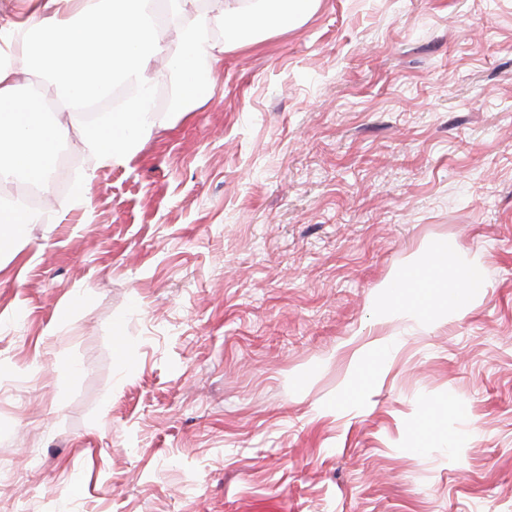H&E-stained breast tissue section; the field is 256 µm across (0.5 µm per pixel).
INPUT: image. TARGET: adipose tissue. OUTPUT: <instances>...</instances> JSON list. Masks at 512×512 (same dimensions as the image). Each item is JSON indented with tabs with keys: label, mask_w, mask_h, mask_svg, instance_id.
<instances>
[{
	"label": "adipose tissue",
	"mask_w": 512,
	"mask_h": 512,
	"mask_svg": "<svg viewBox=\"0 0 512 512\" xmlns=\"http://www.w3.org/2000/svg\"><path fill=\"white\" fill-rule=\"evenodd\" d=\"M311 0H22L13 18L0 19V186L47 189L59 151L77 133L99 166L126 164L159 124L154 63L172 59L176 105L190 111L206 94L227 43H245L270 27L284 28ZM181 28V51L170 56L162 22ZM223 28V42L211 33ZM57 89L56 111H46L36 88ZM34 216L24 198L0 204V251L23 239ZM455 251L435 243L430 258L409 265L416 301H432L431 286L447 275Z\"/></svg>",
	"instance_id": "adipose-tissue-1"
}]
</instances>
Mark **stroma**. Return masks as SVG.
Listing matches in <instances>:
<instances>
[{"mask_svg":"<svg viewBox=\"0 0 512 512\" xmlns=\"http://www.w3.org/2000/svg\"><path fill=\"white\" fill-rule=\"evenodd\" d=\"M156 69L0 253V512H512V0H313L186 113ZM441 240L484 298L403 312Z\"/></svg>","mask_w":512,"mask_h":512,"instance_id":"1","label":"stroma"}]
</instances>
